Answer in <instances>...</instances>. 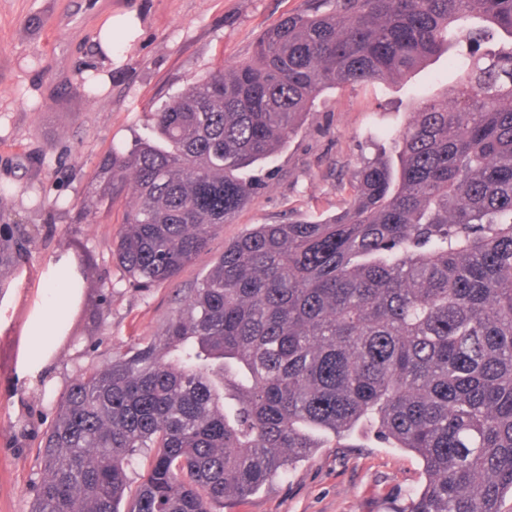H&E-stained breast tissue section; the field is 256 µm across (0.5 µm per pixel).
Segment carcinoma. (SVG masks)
Here are the masks:
<instances>
[{
  "label": "carcinoma",
  "mask_w": 512,
  "mask_h": 512,
  "mask_svg": "<svg viewBox=\"0 0 512 512\" xmlns=\"http://www.w3.org/2000/svg\"><path fill=\"white\" fill-rule=\"evenodd\" d=\"M446 55L458 78L418 92L391 155L347 208L257 224L224 247L162 336L83 374L39 444L32 512H216L336 439L416 453L408 512H501L512 493V0H310L148 114L112 149L78 214L126 193L113 256L174 282L262 187L326 89L386 82ZM10 225L0 259L15 264ZM83 260L60 275L61 320Z\"/></svg>",
  "instance_id": "1"
}]
</instances>
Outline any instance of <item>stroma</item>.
<instances>
[{"label": "stroma", "instance_id": "obj_1", "mask_svg": "<svg viewBox=\"0 0 512 512\" xmlns=\"http://www.w3.org/2000/svg\"><path fill=\"white\" fill-rule=\"evenodd\" d=\"M306 0H0V225L32 238L21 261L0 269V512H31L43 477L38 444L59 398L82 374L163 332L181 301L229 242L257 224L325 218L345 207L364 160L391 150L408 119L410 91L451 83L440 58L393 83L326 91L286 145L262 164L261 189L212 236L173 284L132 285L112 257L131 204L76 221L71 205L95 186L100 161L148 135L147 114L217 61L251 59L256 38ZM134 14L112 60L95 54L99 23ZM106 70L89 96V71ZM92 267L78 311L41 372L26 366V336L40 321L59 262ZM425 481L414 453L375 440H329L248 499L223 512H402Z\"/></svg>", "mask_w": 512, "mask_h": 512}]
</instances>
